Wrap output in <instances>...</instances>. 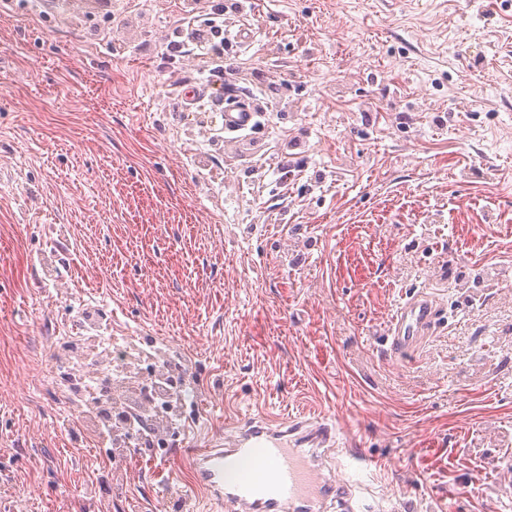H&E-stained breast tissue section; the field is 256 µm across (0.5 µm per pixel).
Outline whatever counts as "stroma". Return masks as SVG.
<instances>
[{"label": "stroma", "mask_w": 512, "mask_h": 512, "mask_svg": "<svg viewBox=\"0 0 512 512\" xmlns=\"http://www.w3.org/2000/svg\"><path fill=\"white\" fill-rule=\"evenodd\" d=\"M235 2L226 55L265 111L228 140L209 57L163 54L190 0H0V500L218 512L191 449L304 414L379 460L376 512H512V0ZM423 287L446 325L385 357ZM85 302L204 393L120 485L24 358Z\"/></svg>", "instance_id": "stroma-1"}]
</instances>
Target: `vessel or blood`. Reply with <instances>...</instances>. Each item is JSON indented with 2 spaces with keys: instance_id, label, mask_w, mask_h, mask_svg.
<instances>
[{
  "instance_id": "b4317fda",
  "label": "vessel or blood",
  "mask_w": 512,
  "mask_h": 512,
  "mask_svg": "<svg viewBox=\"0 0 512 512\" xmlns=\"http://www.w3.org/2000/svg\"><path fill=\"white\" fill-rule=\"evenodd\" d=\"M255 124L253 110L232 102L224 105V132L233 136ZM438 297L425 288L398 303L383 339L393 359L415 354L428 340ZM332 430L314 419L274 421L246 417L226 433L221 447L195 454L194 481L216 499L222 512H364L356 498L357 473L378 462L357 448L336 454L339 478L321 472V448Z\"/></svg>"
}]
</instances>
